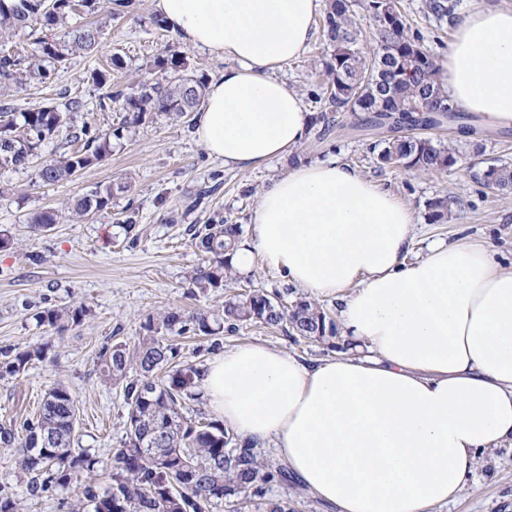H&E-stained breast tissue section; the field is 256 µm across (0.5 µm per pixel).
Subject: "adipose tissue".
<instances>
[{
	"instance_id": "obj_1",
	"label": "adipose tissue",
	"mask_w": 512,
	"mask_h": 512,
	"mask_svg": "<svg viewBox=\"0 0 512 512\" xmlns=\"http://www.w3.org/2000/svg\"><path fill=\"white\" fill-rule=\"evenodd\" d=\"M320 0H155L187 45L215 53L194 136L249 169L291 152L311 114L277 73L316 37ZM439 81L487 128L512 126V12L458 25ZM232 258L339 303L356 353L307 361L264 344L224 351L198 388L236 438L272 446L299 484L339 512H434L474 480L476 460L512 441V265L461 240L404 256L408 204L340 160L301 162L253 209Z\"/></svg>"
}]
</instances>
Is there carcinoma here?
<instances>
[{
    "label": "carcinoma",
    "instance_id": "1",
    "mask_svg": "<svg viewBox=\"0 0 512 512\" xmlns=\"http://www.w3.org/2000/svg\"><path fill=\"white\" fill-rule=\"evenodd\" d=\"M75 0H0V34L14 33L33 24L52 32L41 40V59L25 63L12 53L0 52V84L7 89L30 80L41 83L69 64L71 58L92 52L100 39V26H76L56 35L74 13ZM361 8L372 22V38L363 39L362 26L352 0H327L324 28L331 47L324 62L326 80L318 95L322 110L313 117L322 137L333 127L334 114L360 116L358 129L388 126L397 131L409 126V134L377 141V158L385 167H401L421 173H439L463 166L464 158L451 145L415 133L433 129L447 119L460 122L459 112L437 82L438 63L424 46V36L411 30L400 0H363ZM427 8L438 19L453 23L456 3L428 0ZM165 83L143 84L129 93L112 90L111 74L98 70L92 79L103 90L100 106L123 100L121 125L99 133L88 125L75 133L81 147L45 161L39 168L43 184L71 180L80 170L100 162L111 151L112 138L139 127L156 115L180 121L200 111L204 84L184 76V57L177 51L156 59ZM83 104L73 99L60 109L44 105L26 112L0 107V167L26 168L40 145L70 124L71 115ZM481 184L512 193V165L492 163L475 174ZM127 182L105 190L94 189L77 198L67 212L49 208L32 214L28 224L42 233L69 216H85L109 207L114 195L129 191ZM453 201L438 197L428 203L434 221L452 211ZM241 226L217 217L194 228L195 246L203 263L189 275V285L202 294L222 292L234 280L227 255L239 241ZM89 308L46 309L37 323L57 332L80 325ZM247 323L281 327L291 336L325 342L336 326L315 302L300 298L290 307L281 296L253 290L224 300L214 311L191 315L171 308L144 322L143 336L130 347L122 341L104 347L100 355L102 376L123 387L127 408L126 434L113 456L112 483L104 488L88 485L82 508L92 512H213L226 500L248 504L263 497L266 487L290 482L286 468L264 458L249 443L230 434L217 419L187 416L183 410L200 400L197 378L201 365L179 360L174 338L192 333L214 336ZM47 346L30 345L0 359V378L28 371L44 359ZM137 376L129 378V371ZM78 407L70 390L57 384L45 394L36 420L22 427H0V442L18 445V468L29 478L32 491L65 487L83 473L94 471L96 461L86 451L75 452L72 441Z\"/></svg>",
    "mask_w": 512,
    "mask_h": 512
}]
</instances>
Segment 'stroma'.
<instances>
[{"mask_svg":"<svg viewBox=\"0 0 512 512\" xmlns=\"http://www.w3.org/2000/svg\"><path fill=\"white\" fill-rule=\"evenodd\" d=\"M99 3L96 18L103 34L97 48L74 57L48 82L31 80L0 92V105L25 112L78 98L84 103L80 120L106 133L118 127L121 105L116 102L101 109V92L90 74L107 67L111 58L123 62L122 69L112 73V87L124 91L161 80L154 62L167 47L182 53L184 73L191 78L207 83L223 70L222 60L157 27L154 0H133L115 18L106 10L108 0ZM400 4L423 34L430 53L444 59L455 26L428 14L426 0H400ZM330 51L325 33H318L309 49L280 73L312 113L320 110L314 95L323 81L322 61ZM353 121L351 113L338 115L330 135L322 139L310 135L298 153L307 162L340 160L407 202L416 227L407 262L424 258L431 242L470 237L485 241L503 263H512V195L481 185L466 169L421 174L380 167L371 149L373 136L352 130ZM431 135L453 144L477 166L512 163V127L475 138L447 125ZM73 148L62 132L41 144L28 168L0 170V230L12 238L10 247L0 249V351L31 344L48 346L46 359L33 363L26 373L0 378V426L36 418L48 388L57 383L67 386L79 409L73 446L96 459L94 477L103 486L111 481L112 456L125 435L126 405L122 388L104 381L100 374V352L118 340L137 344L147 316L169 308L195 312L220 307L223 294L192 293L186 281L188 272L202 262L189 228L217 214L240 225L242 237H250L259 193L290 163L282 158L254 169L225 166L196 141L192 125L158 116L113 141L103 161L81 170L71 181L39 184L40 164ZM119 181L129 183L131 189L114 197L108 209L53 225L41 234L30 230L32 212L65 208L89 190ZM443 196L458 197L461 206L451 218L431 221L427 203ZM130 214L136 219L133 241L122 227ZM82 304L89 307V316L63 334L36 321L37 313L45 309ZM252 343L317 360L338 355L348 340L340 332L327 345L286 336L280 329L245 324L215 339L188 335L178 341L183 359L195 363ZM15 459V448L0 444V492L12 498L20 512H73L83 483L31 495ZM438 512H512V443L484 455L471 487Z\"/></svg>","mask_w":512,"mask_h":512,"instance_id":"obj_1","label":"stroma"}]
</instances>
